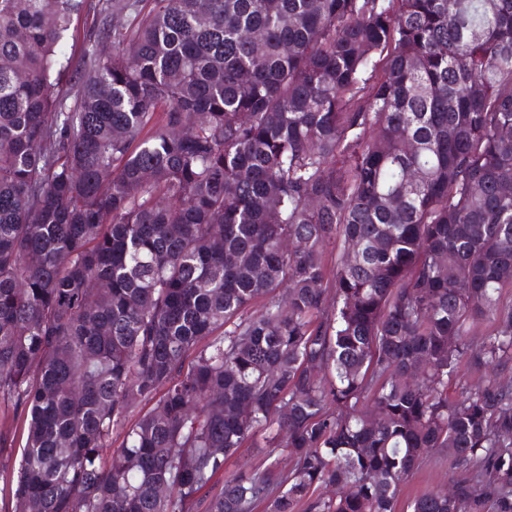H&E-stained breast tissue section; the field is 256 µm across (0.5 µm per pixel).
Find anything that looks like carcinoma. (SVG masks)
Masks as SVG:
<instances>
[{
	"instance_id": "carcinoma-1",
	"label": "carcinoma",
	"mask_w": 512,
	"mask_h": 512,
	"mask_svg": "<svg viewBox=\"0 0 512 512\" xmlns=\"http://www.w3.org/2000/svg\"><path fill=\"white\" fill-rule=\"evenodd\" d=\"M84 5L0 0V503L512 512V0H151L64 85ZM455 476L456 474L448 469V462L446 461L443 464L434 461L426 464L402 487L398 502L399 511L397 512H409L406 511L407 504L415 497L430 490H442L450 485Z\"/></svg>"
}]
</instances>
